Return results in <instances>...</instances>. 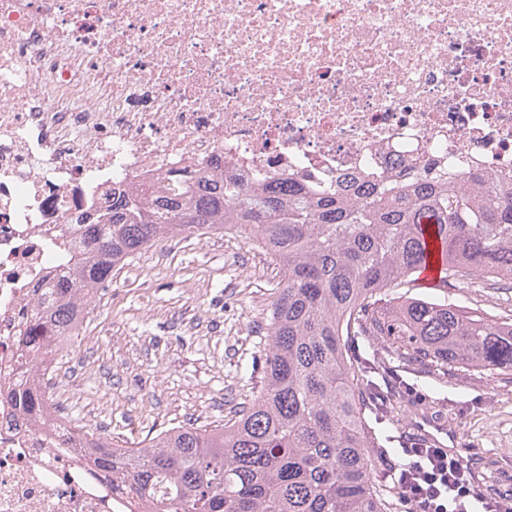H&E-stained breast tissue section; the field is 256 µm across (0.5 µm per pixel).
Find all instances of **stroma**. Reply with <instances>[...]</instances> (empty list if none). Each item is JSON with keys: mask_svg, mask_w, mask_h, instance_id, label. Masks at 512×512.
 <instances>
[{"mask_svg": "<svg viewBox=\"0 0 512 512\" xmlns=\"http://www.w3.org/2000/svg\"><path fill=\"white\" fill-rule=\"evenodd\" d=\"M279 281L265 252L235 235L176 236L135 254L113 270L110 290L57 366L59 387L80 389L72 417L140 447L164 429L224 420L263 384ZM359 347L378 357L384 393L395 381L405 385L391 425L395 452L379 458V470L403 462L407 443H426L467 464L485 496L512 494V378L459 375L435 391L383 344L363 338ZM244 365L253 369L245 380Z\"/></svg>", "mask_w": 512, "mask_h": 512, "instance_id": "obj_1", "label": "stroma"}]
</instances>
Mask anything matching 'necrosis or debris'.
Returning <instances> with one entry per match:
<instances>
[{
	"label": "necrosis or debris",
	"instance_id": "4bbe7bcc",
	"mask_svg": "<svg viewBox=\"0 0 512 512\" xmlns=\"http://www.w3.org/2000/svg\"><path fill=\"white\" fill-rule=\"evenodd\" d=\"M439 150L512 176V0H0V512H151L20 364L36 287L113 184L369 182ZM27 380L38 419L10 400Z\"/></svg>",
	"mask_w": 512,
	"mask_h": 512
}]
</instances>
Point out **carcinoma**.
Segmentation results:
<instances>
[{
  "instance_id": "carcinoma-1",
  "label": "carcinoma",
  "mask_w": 512,
  "mask_h": 512,
  "mask_svg": "<svg viewBox=\"0 0 512 512\" xmlns=\"http://www.w3.org/2000/svg\"><path fill=\"white\" fill-rule=\"evenodd\" d=\"M182 183L177 194L112 192L83 247L63 259L65 285L41 289L31 349L48 360L73 342L99 286L132 255L161 238L230 231L257 243L281 274L263 387L211 429L173 428L142 448L78 433L72 447L155 512H394L369 453L384 432L370 422L401 401L381 397L355 339H380L427 375H512V315L408 294L434 257L447 287L512 279V181L438 161L347 190L228 173ZM16 398L41 414L36 385Z\"/></svg>"
}]
</instances>
